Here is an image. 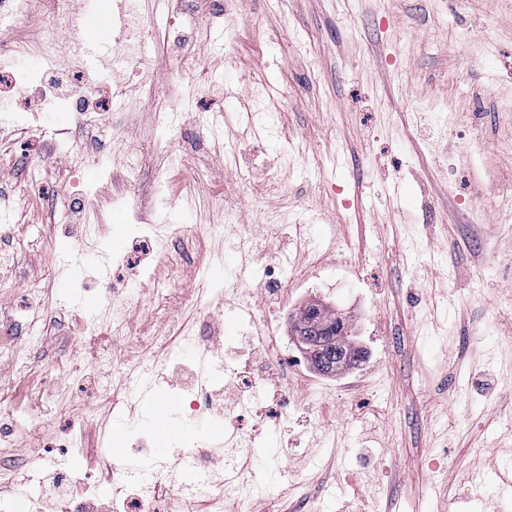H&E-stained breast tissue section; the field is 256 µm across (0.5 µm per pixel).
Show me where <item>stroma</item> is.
I'll use <instances>...</instances> for the list:
<instances>
[{"mask_svg":"<svg viewBox=\"0 0 512 512\" xmlns=\"http://www.w3.org/2000/svg\"><path fill=\"white\" fill-rule=\"evenodd\" d=\"M154 35L142 45L150 70L103 73L97 91L120 82L95 124L0 100V353L15 345L12 318L30 289L48 301L33 319L24 370L0 377L12 414L7 453L57 512L53 453L36 454L32 434L61 442L70 420L88 415L77 445L97 472L114 423L80 343L92 314L90 290L136 289L127 317L135 333L205 328L208 346L247 373L267 364L264 342L240 320L274 325L288 348L281 378L290 401L261 436L240 482L274 493L228 496L223 512H505L497 474L512 470V0H138ZM189 49L165 40L169 22ZM260 88L254 128L211 137L199 113L235 117L226 86ZM424 100L447 105L420 115ZM166 105L173 118L156 123ZM94 151L74 169L68 156ZM263 192L224 199L240 175ZM170 220L202 226L191 255L170 276L153 265L115 276L112 255L130 248L133 227ZM225 235L244 233L242 253ZM78 243L81 274L68 278L63 246ZM244 264L245 295L224 286L223 262ZM67 288H58L59 280ZM287 280L278 290L273 281ZM318 303L341 314L363 352L353 368L325 375L296 343L293 316ZM239 322H230V314ZM176 342L141 350L118 341L112 388L123 373L156 371L152 392L180 393L199 364ZM48 399L40 421L31 400ZM0 466V512L19 474ZM309 491L298 502L294 484Z\"/></svg>","mask_w":512,"mask_h":512,"instance_id":"1","label":"stroma"}]
</instances>
